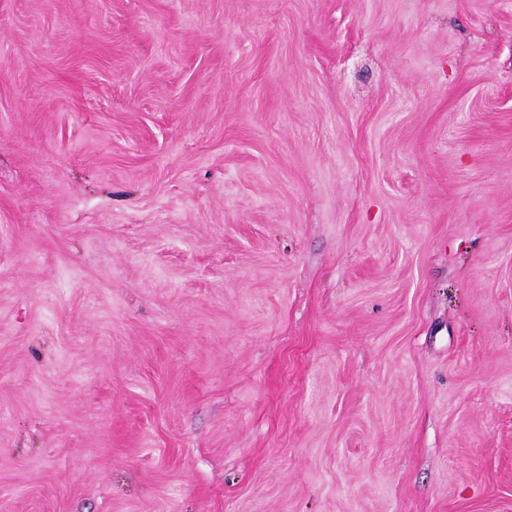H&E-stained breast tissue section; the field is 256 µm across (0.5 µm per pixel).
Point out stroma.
<instances>
[{
	"label": "stroma",
	"mask_w": 512,
	"mask_h": 512,
	"mask_svg": "<svg viewBox=\"0 0 512 512\" xmlns=\"http://www.w3.org/2000/svg\"><path fill=\"white\" fill-rule=\"evenodd\" d=\"M0 512H512V0H0Z\"/></svg>",
	"instance_id": "1"
}]
</instances>
